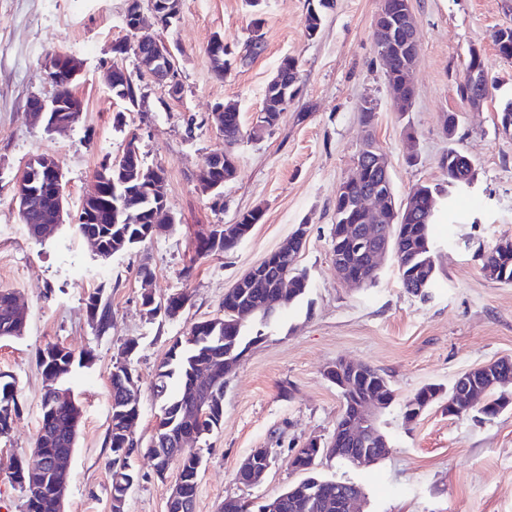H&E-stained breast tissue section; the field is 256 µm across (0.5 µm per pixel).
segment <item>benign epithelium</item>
Instances as JSON below:
<instances>
[{"instance_id": "benign-epithelium-1", "label": "benign epithelium", "mask_w": 512, "mask_h": 512, "mask_svg": "<svg viewBox=\"0 0 512 512\" xmlns=\"http://www.w3.org/2000/svg\"><path fill=\"white\" fill-rule=\"evenodd\" d=\"M148 5L156 21H172L179 17V3L176 0H148ZM125 26L135 34L134 54L145 67L150 80L164 87L168 95L178 98L183 92L178 62L170 46L159 41L145 26L142 2H135V9L125 14ZM374 46L379 58L391 65L394 62L401 64L400 74L406 86L413 87L412 74L416 63V48L419 40L418 29L415 25L410 0H397L394 4H385L380 8L374 22ZM44 68L48 77L53 78L58 72L64 71L69 79H75L79 73L75 60L71 57L49 54L45 57ZM470 85L474 92L467 98L469 105H479L487 95L489 82L486 73L475 69L468 72ZM27 110L32 121L38 123L46 121V127L51 130H60L72 125L70 112H83V102L74 97L53 96L49 100L33 97L28 101ZM357 173L343 180L337 194L349 196L354 193L366 179V168L370 167L378 173V185L365 190L357 197L356 209L359 215V223L344 226V235L351 239L356 247L358 255L371 264L380 263L389 251V240L385 234V227L394 223L396 218L395 199L387 186L389 180L388 166L382 154L373 147H367L361 151L355 163ZM236 171V164H226L224 178L221 181L214 180L213 168L208 167L202 178V190L206 193L220 194V188L231 180ZM30 188L17 189L15 204L18 213L23 215L30 208L32 198L41 190H50L56 200V206L52 213L43 220L45 224L65 223L63 207V172L56 159L48 154L37 157V163L28 175ZM305 241L301 234L294 233L283 243L275 254L268 255L258 265L252 267L242 275L229 289L234 293L246 287L250 282L261 278L268 268L270 261L288 257L290 264L298 260L301 248L297 242ZM288 274L281 275L276 286L264 299L258 303H252L247 308L235 309L234 315L241 321L251 315L257 308L271 311L275 308L281 295L288 290ZM367 376L364 366L360 363H351L339 360L326 372V378L332 383L354 389L355 382L361 377ZM480 377H489L503 384L512 382V362L509 360H497L478 370H469L457 379L458 387L454 390L448 405L456 412L470 410L478 405L482 390L475 384ZM386 397L382 395H367L365 399L357 403H349L344 406L343 427L340 428L341 438L363 446L361 449V461L372 459L369 446L378 436L375 429V415L383 405ZM157 462L154 472L160 480L166 479L170 462L180 458V455L166 454L160 448L147 449ZM72 454L60 453L52 457L47 468L35 470L30 473L29 488L43 494L48 493L54 497L58 512H64V498L66 492V477L70 471ZM273 464L271 451L268 448H255L240 463L236 473L237 483L253 487L259 484ZM167 512H184L193 507L190 502L186 486L177 481L171 487L167 498Z\"/></svg>"}]
</instances>
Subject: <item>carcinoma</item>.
Returning <instances> with one entry per match:
<instances>
[{
	"mask_svg": "<svg viewBox=\"0 0 512 512\" xmlns=\"http://www.w3.org/2000/svg\"><path fill=\"white\" fill-rule=\"evenodd\" d=\"M493 41L499 53L512 59V30L504 32L496 30ZM300 90L299 81L294 73H289L288 90H278L274 83H269L265 92L262 111L270 120V126H275L280 120L281 113L286 111L283 100L293 101ZM224 151L235 155L234 147L243 138V126L240 113L227 112L224 117ZM458 159L457 148L448 146L444 160L448 161V186L460 188L466 174L456 169ZM413 207L404 213L401 224H393L390 229L389 254L393 257L399 272L402 287L408 292L417 294L433 286L436 278V263L431 249L429 228L436 223L438 216L433 213L434 195L429 186L420 185L414 193ZM52 205V199L47 194L33 198L31 209L24 216V222L29 236L42 242L57 228L56 224H42L40 220ZM109 223L107 224H77L79 236H97L102 240L101 258L109 259L112 255L125 252L139 244L152 239L148 235L149 223L157 220L166 222L165 231L174 227L175 218L168 208H160L146 194L129 193V185L116 181L112 183V191L108 198ZM336 222L334 227L342 224L356 223V216L351 202L341 198L335 202ZM262 211L252 209L239 216L237 227L239 235L228 240L224 239V225L217 224L197 241L198 251L206 255H216L237 247L251 231L253 225L259 223ZM482 270L488 277L512 283V253H504L500 248L493 249L485 258ZM281 276V263L272 266L265 277L257 280L244 290L242 300L224 298V308L241 306L247 302L256 301L269 292L274 282ZM293 287L288 296L279 303V307L290 306L306 295L309 289L308 279L297 268L291 269ZM17 295L11 288H0V340L19 339L24 335L26 322H15L8 317L9 307L6 300ZM189 301L185 292L170 295L165 303L155 302L147 309V315L154 318L164 315L173 318L179 315ZM86 307L93 311L92 323L99 332L106 331L111 325L112 312L108 303L103 301L101 290H96L85 298ZM199 333L189 331L188 336L175 341L169 348L167 356L157 366L152 386V395L158 407V414L163 416L162 425L165 430L160 436L169 445H174L184 428L183 414L192 411L203 415L204 421L200 430L206 436L221 427L224 421V376L215 374L214 358L217 356L234 355L239 353L250 341L258 337L247 338L245 326L235 323L232 316L214 317L202 323H194ZM52 349L60 352L53 369L60 382L69 381L74 366L84 360L85 354L77 355L71 349L57 344L48 345L39 350L37 359L39 366H44V355ZM127 361L118 360L112 365L109 381L111 387V420L108 428L106 445L110 456L107 461L111 472L109 487L119 492L120 484L126 482L129 475L135 473L133 460L138 456V449L143 447V441L137 436L124 432V421L128 418H140V409L119 401L120 390L129 387L126 373ZM448 394L440 385H429L418 391L405 404L404 416L411 418L416 414L415 406L422 405L425 400L435 401ZM484 394L491 401L478 408V412L486 415L497 407L512 404V391L509 387L489 385ZM20 413V404L15 391V380L0 372V437L9 435L14 417ZM81 408L75 399L58 404L48 391L43 392L41 399V426L36 443L47 449V454L55 455L76 447ZM321 460L323 456L309 450L297 458L296 464L306 468V479L319 485L323 506L314 507L309 502L306 492L300 490L291 498H284L282 512H336V499L347 494L362 493L361 487L350 481H337L315 474L311 460ZM40 465L38 461H29L21 456L12 460L9 465L10 481L13 486L23 488V481L28 479L31 467ZM28 503L25 512H56L51 498L39 495ZM219 512H262L254 502L238 497H227L221 504Z\"/></svg>",
	"mask_w": 512,
	"mask_h": 512,
	"instance_id": "1",
	"label": "carcinoma"
}]
</instances>
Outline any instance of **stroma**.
<instances>
[{"instance_id":"obj_1","label":"stroma","mask_w":512,"mask_h":512,"mask_svg":"<svg viewBox=\"0 0 512 512\" xmlns=\"http://www.w3.org/2000/svg\"><path fill=\"white\" fill-rule=\"evenodd\" d=\"M322 0H263L253 14L246 0H181L169 28L152 25L174 52L183 93L144 81L143 106L121 111L104 80L110 65L137 73L134 54L114 56L125 39L127 0H0V287L15 289L27 308L21 338L0 340V371L12 375L21 411L9 437L0 439V512H24V495L12 486L9 462L33 448L41 418L44 378L37 353L47 344L88 352L70 385L82 409L71 461L65 512H110L106 435L111 412L109 374L115 361L130 363L141 389L136 433L149 438L157 409L156 368L196 322L222 313L224 293L246 270L290 237L307 236L298 267L309 292L264 328L238 367L224 380V422L200 441L202 467L195 512H217L225 497H275L301 479L288 459L304 441L331 437L343 400L324 376L339 360L374 366L389 382L394 401L378 415L390 453L367 467L322 460L317 473L352 481L365 492L364 512H512V405L494 416H449L447 399L413 422L404 405L429 384L451 387L467 369L512 359V283L490 280L484 256L512 240V134L497 127L501 103L512 98V60L492 34L512 23V0H411L420 33L415 90L408 111L394 104L372 32L380 0H324L323 26L308 37L306 17ZM263 40L248 56L254 18ZM221 35L231 67L216 78L207 52ZM481 52L493 89L480 110L460 98L469 48ZM76 59L74 93L84 103L78 122L47 131L26 115L31 97L54 88L43 67L46 54ZM299 60L300 92L278 125L254 133L265 89L284 56ZM376 108L371 125L360 105ZM234 103L245 130L235 147L237 170L221 197L202 192L199 175L209 155L224 147L211 121L213 107ZM456 113L454 137L444 119ZM122 123H115L116 114ZM137 136L146 165L163 166L173 231L104 260L64 224L45 242L31 240L13 205L28 161L46 153L64 173L66 209L77 213L96 170ZM385 155L394 193L405 199L418 185L436 190L449 220L432 225L437 278L414 295L399 281L394 261L374 285L356 288L336 277L331 230L340 183L353 172L365 142ZM456 147L474 163V184L448 188L443 156ZM261 209L263 217L238 246L220 255L198 254L197 239L215 224L235 223ZM153 271L158 299L187 292L173 318H148L141 306V266ZM102 290L112 310L97 332L85 307L87 293ZM255 448L275 462L262 484H237L234 472ZM139 479L125 512H166L178 468L159 480L147 456L134 460Z\"/></svg>"}]
</instances>
